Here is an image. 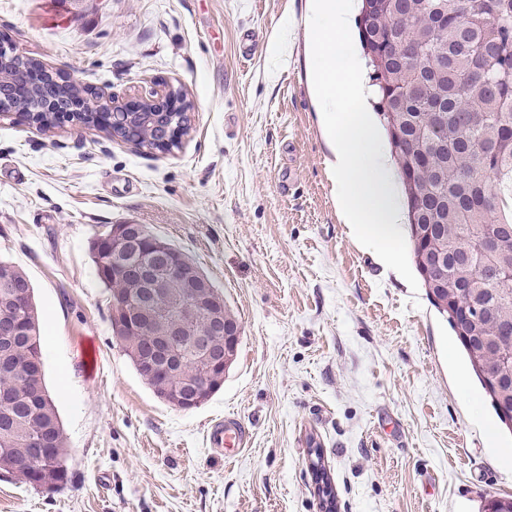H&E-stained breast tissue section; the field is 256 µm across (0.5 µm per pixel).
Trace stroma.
Returning a JSON list of instances; mask_svg holds the SVG:
<instances>
[{"mask_svg":"<svg viewBox=\"0 0 512 512\" xmlns=\"http://www.w3.org/2000/svg\"><path fill=\"white\" fill-rule=\"evenodd\" d=\"M307 0H0V39L117 97L182 85L166 155L65 121L0 115V257L30 280L67 484L0 476V512H482L512 497L502 428L425 289L385 270L336 208L302 41ZM251 40L253 56L239 49ZM142 224L180 247L242 325L203 405L159 399L112 337L89 244ZM237 419L234 460L203 440Z\"/></svg>","mask_w":512,"mask_h":512,"instance_id":"stroma-1","label":"stroma"}]
</instances>
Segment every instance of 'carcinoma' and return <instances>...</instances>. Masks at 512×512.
Returning a JSON list of instances; mask_svg holds the SVG:
<instances>
[{
  "label": "carcinoma",
  "mask_w": 512,
  "mask_h": 512,
  "mask_svg": "<svg viewBox=\"0 0 512 512\" xmlns=\"http://www.w3.org/2000/svg\"><path fill=\"white\" fill-rule=\"evenodd\" d=\"M358 34L378 87L377 115L389 132L402 133L396 153L405 184L407 208L434 225L431 239L410 238L415 267L427 296L456 329L454 315L473 299L486 306L476 327L482 336L512 330V255L479 257L474 242L487 225L512 228V0H361ZM85 90L52 81L14 101L19 109L47 107ZM439 106L448 122L439 128L431 110ZM431 152L427 162L420 158ZM119 224H104L89 244L98 277L128 296L135 284L112 278V240ZM429 248L448 251V265L426 274L419 256ZM32 288L13 265L0 261V311L12 306L14 289ZM14 337L15 371H0L14 401L0 406V474L33 486H57L68 479L67 465L45 468L34 478L17 468L38 451L29 438L47 429L44 452L66 458L65 437L43 373L37 307ZM147 336H127L123 346L137 374L156 395L159 376L149 377L140 358ZM493 409L498 396L487 384L494 367L480 343L460 341Z\"/></svg>",
  "instance_id": "cac0c4a2"
}]
</instances>
